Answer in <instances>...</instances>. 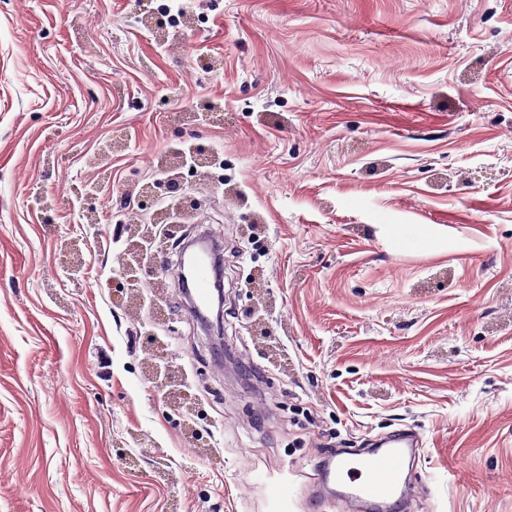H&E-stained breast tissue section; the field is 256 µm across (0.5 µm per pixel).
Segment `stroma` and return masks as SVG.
Returning a JSON list of instances; mask_svg holds the SVG:
<instances>
[{
    "instance_id": "obj_1",
    "label": "stroma",
    "mask_w": 512,
    "mask_h": 512,
    "mask_svg": "<svg viewBox=\"0 0 512 512\" xmlns=\"http://www.w3.org/2000/svg\"><path fill=\"white\" fill-rule=\"evenodd\" d=\"M170 2L0 0V512H342L318 461L403 429L406 512H512V0ZM194 143L224 361L112 283Z\"/></svg>"
}]
</instances>
